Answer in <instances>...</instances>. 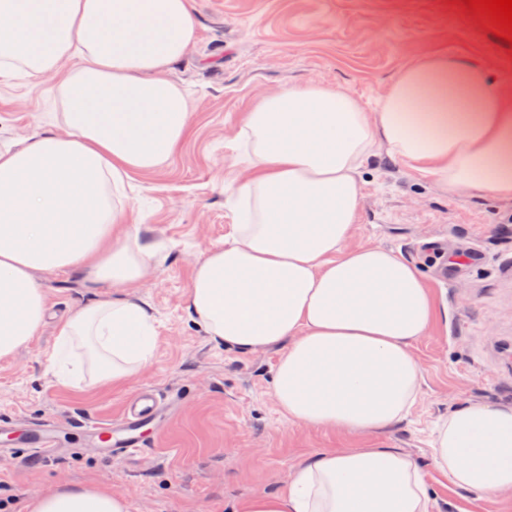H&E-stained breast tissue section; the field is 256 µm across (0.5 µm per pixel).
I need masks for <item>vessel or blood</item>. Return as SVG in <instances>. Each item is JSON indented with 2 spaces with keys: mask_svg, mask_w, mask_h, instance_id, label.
<instances>
[{
  "mask_svg": "<svg viewBox=\"0 0 512 512\" xmlns=\"http://www.w3.org/2000/svg\"><path fill=\"white\" fill-rule=\"evenodd\" d=\"M161 409L155 394L144 391L123 409L121 415L107 424L97 425L95 435L104 457L127 454L145 447L146 439L142 433L145 424L158 415ZM4 449L30 448L41 456L60 455L61 450L54 438L47 435L45 428L38 427L23 434L9 438L0 444Z\"/></svg>",
  "mask_w": 512,
  "mask_h": 512,
  "instance_id": "vessel-or-blood-1",
  "label": "vessel or blood"
}]
</instances>
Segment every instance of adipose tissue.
I'll list each match as a JSON object with an SVG mask.
<instances>
[{
    "label": "adipose tissue",
    "mask_w": 512,
    "mask_h": 512,
    "mask_svg": "<svg viewBox=\"0 0 512 512\" xmlns=\"http://www.w3.org/2000/svg\"><path fill=\"white\" fill-rule=\"evenodd\" d=\"M191 0H0V79L40 82L63 106L65 134L0 142V360L40 331L41 271L136 283L150 258L127 230L125 185L181 143L188 99L167 73L194 41ZM239 139L250 174L224 184L231 238L198 262L188 310L241 352L277 345L275 399L288 420L373 435L404 420L422 369L413 348L436 320L414 265L380 246H349L363 168L386 154L449 194L512 201V85L486 64L431 53L403 64L373 110L349 91L291 86L247 112ZM145 306L100 300L56 327L47 361L71 384L89 368L129 380L152 361ZM434 469L490 502L512 494V403L483 401L439 419ZM426 474L396 448H328L282 489L233 512H433ZM22 512H129L121 494L60 485Z\"/></svg>",
    "instance_id": "obj_1"
}]
</instances>
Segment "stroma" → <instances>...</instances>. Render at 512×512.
Segmentation results:
<instances>
[{
    "instance_id": "stroma-1",
    "label": "stroma",
    "mask_w": 512,
    "mask_h": 512,
    "mask_svg": "<svg viewBox=\"0 0 512 512\" xmlns=\"http://www.w3.org/2000/svg\"><path fill=\"white\" fill-rule=\"evenodd\" d=\"M197 38L170 79L188 93L189 129L156 170L132 174L129 229L152 257L143 277L119 290L87 287L73 271L46 272L44 326L0 360V424L52 428L66 456L20 448L0 454V502L19 512L46 488L102 485L129 512H227L229 504L281 488L302 458L324 448H399L428 469L439 512H512L448 488L431 471L437 420L474 401L512 402V205L450 195L387 155L370 159L350 245L392 250L424 274L440 316L414 354L423 370L408 418L372 436L289 421L272 390L278 347L239 352L215 343L187 310L197 263L237 222L224 182L248 173L237 134L269 93L295 85L345 88L374 107L398 68L445 52L504 68L492 35L451 0H192ZM58 106L23 77L0 82V141L22 145L47 128ZM129 296L153 316L151 364L123 383H56L48 367L57 324L100 298ZM166 408L145 431L152 441L104 460L74 422L112 420L140 388Z\"/></svg>"
}]
</instances>
